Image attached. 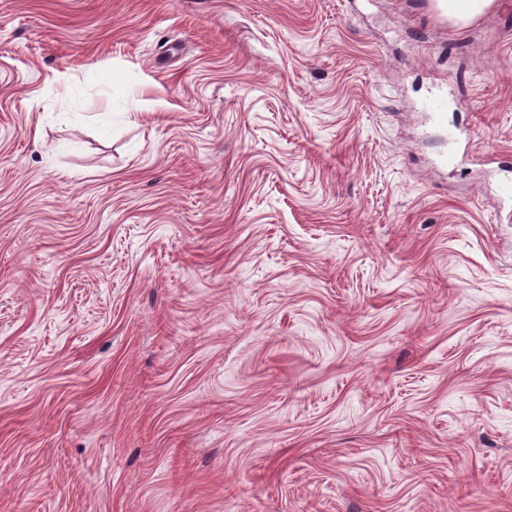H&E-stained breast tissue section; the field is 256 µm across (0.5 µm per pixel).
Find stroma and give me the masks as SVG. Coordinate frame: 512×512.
I'll use <instances>...</instances> for the list:
<instances>
[{"instance_id": "35a3bbf8", "label": "stroma", "mask_w": 512, "mask_h": 512, "mask_svg": "<svg viewBox=\"0 0 512 512\" xmlns=\"http://www.w3.org/2000/svg\"><path fill=\"white\" fill-rule=\"evenodd\" d=\"M507 183L512 0H0V512H512ZM448 22L467 24L485 15L496 0H435Z\"/></svg>"}]
</instances>
